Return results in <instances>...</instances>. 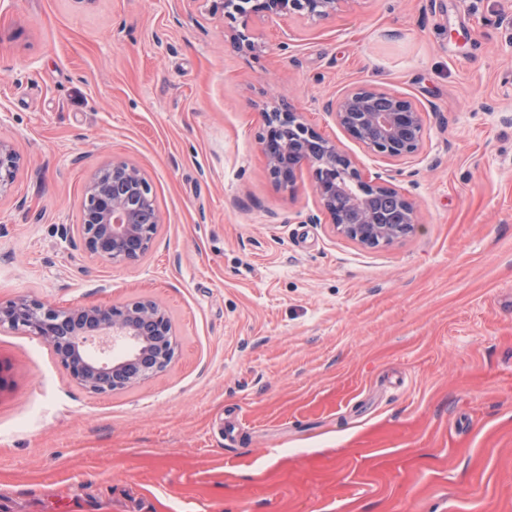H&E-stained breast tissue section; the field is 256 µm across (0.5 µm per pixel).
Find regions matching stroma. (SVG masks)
Returning <instances> with one entry per match:
<instances>
[{"label":"stroma","mask_w":512,"mask_h":512,"mask_svg":"<svg viewBox=\"0 0 512 512\" xmlns=\"http://www.w3.org/2000/svg\"><path fill=\"white\" fill-rule=\"evenodd\" d=\"M245 29L254 52L238 50ZM371 84L427 130L404 162L323 109ZM295 106L419 227L366 249L270 178L263 110ZM0 302L163 306L168 367L107 394L0 329V512H512V0H342L334 17L211 0H0ZM141 169L139 261L79 238L85 186ZM18 170V157L7 142L0 140V193L14 182Z\"/></svg>","instance_id":"obj_1"}]
</instances>
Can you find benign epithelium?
<instances>
[{
    "label": "benign epithelium",
    "instance_id": "benign-epithelium-1",
    "mask_svg": "<svg viewBox=\"0 0 512 512\" xmlns=\"http://www.w3.org/2000/svg\"><path fill=\"white\" fill-rule=\"evenodd\" d=\"M225 16L242 14L246 0H213ZM341 0H252L249 13L267 17L297 14L327 19ZM336 124L369 153L405 161L420 151L422 109L409 97L363 85L326 104ZM260 144L274 183L295 188L303 169L311 172L319 211L335 230L365 248L390 245L415 231V202L382 177L364 178L358 162L304 122L292 108L261 113ZM18 157L0 140V193L14 182ZM85 188L79 227L84 250L111 264L138 260L163 223L150 207L141 170L114 158ZM22 329L41 338L61 365L86 390L105 394L134 387L163 371L178 348L167 311L151 300L123 305L60 308L30 296L0 302V328Z\"/></svg>",
    "mask_w": 512,
    "mask_h": 512
}]
</instances>
